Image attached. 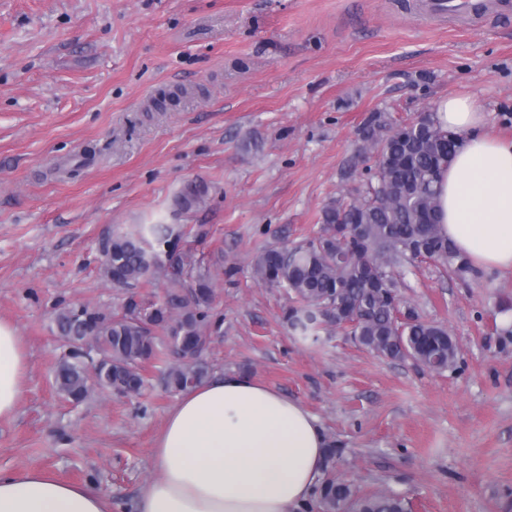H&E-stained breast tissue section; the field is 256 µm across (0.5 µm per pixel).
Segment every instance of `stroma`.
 Returning a JSON list of instances; mask_svg holds the SVG:
<instances>
[{"mask_svg": "<svg viewBox=\"0 0 512 512\" xmlns=\"http://www.w3.org/2000/svg\"><path fill=\"white\" fill-rule=\"evenodd\" d=\"M428 0H0V320L27 352L0 470L46 469L134 512L178 394L160 368L137 397L57 391L52 314L112 307L98 244L116 225L185 224L222 257L205 353L301 403L342 448L336 471L410 512H512V272L458 278L427 261L400 296L459 345L455 371L379 357L343 331L303 342L281 289L255 280L272 244L318 228L359 129L472 95L512 138V16L432 14ZM206 205L176 212L185 182Z\"/></svg>", "mask_w": 512, "mask_h": 512, "instance_id": "35a3bbf8", "label": "stroma"}]
</instances>
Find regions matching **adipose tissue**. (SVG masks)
<instances>
[{"mask_svg":"<svg viewBox=\"0 0 512 512\" xmlns=\"http://www.w3.org/2000/svg\"><path fill=\"white\" fill-rule=\"evenodd\" d=\"M434 116L456 150L439 176V230L472 266L512 271V139L475 98H440ZM27 355L0 320V420L23 394ZM327 439L300 403L242 375L183 392L152 448L153 479L135 512H308ZM0 512H112L88 484L40 468L0 471Z\"/></svg>","mask_w":512,"mask_h":512,"instance_id":"1","label":"adipose tissue"}]
</instances>
